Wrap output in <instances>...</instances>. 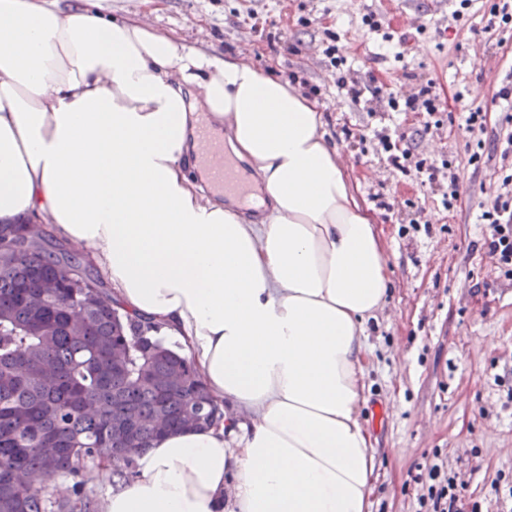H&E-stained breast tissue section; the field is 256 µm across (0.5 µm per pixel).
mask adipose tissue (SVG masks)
I'll return each mask as SVG.
<instances>
[{"mask_svg": "<svg viewBox=\"0 0 512 512\" xmlns=\"http://www.w3.org/2000/svg\"><path fill=\"white\" fill-rule=\"evenodd\" d=\"M207 122L269 207L245 221L197 160ZM298 83L93 0H0V223L87 249L121 313L174 338L226 424L136 457L101 512H369L363 336L392 270Z\"/></svg>", "mask_w": 512, "mask_h": 512, "instance_id": "1", "label": "adipose tissue"}]
</instances>
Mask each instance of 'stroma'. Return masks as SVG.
Masks as SVG:
<instances>
[{"label":"stroma","instance_id":"35a3bbf8","mask_svg":"<svg viewBox=\"0 0 512 512\" xmlns=\"http://www.w3.org/2000/svg\"><path fill=\"white\" fill-rule=\"evenodd\" d=\"M103 12L134 14L186 46L243 54L260 70L308 82L327 138L345 147L347 171L382 229L392 288L365 330L371 385L361 417L373 438L370 512H419L430 465L459 486L463 512H512V279L486 252L480 215L512 155V134L494 94L512 73V29L456 23L448 0H99ZM373 12L393 36L410 32L403 58L364 25ZM422 35H415L417 26ZM345 45L351 79L381 95L354 100L336 85L328 47ZM434 79L453 118L426 127L422 112H394L388 93ZM487 111L480 136L464 129L471 107ZM416 137L428 162L453 160L458 202L387 163L377 135ZM482 148L479 165L469 157Z\"/></svg>","mask_w":512,"mask_h":512}]
</instances>
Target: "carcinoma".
<instances>
[{"mask_svg":"<svg viewBox=\"0 0 512 512\" xmlns=\"http://www.w3.org/2000/svg\"><path fill=\"white\" fill-rule=\"evenodd\" d=\"M24 224L0 225V512H99L85 490L87 467L112 462V485L135 474V453L170 430L216 425L223 413L191 364L137 317L112 323L100 304L103 281L63 245L31 241L21 251ZM53 276L48 293L29 287ZM127 343V364L112 367V346ZM184 370L183 384L167 376ZM53 444L47 462L39 448Z\"/></svg>","mask_w":512,"mask_h":512,"instance_id":"carcinoma-1","label":"carcinoma"}]
</instances>
